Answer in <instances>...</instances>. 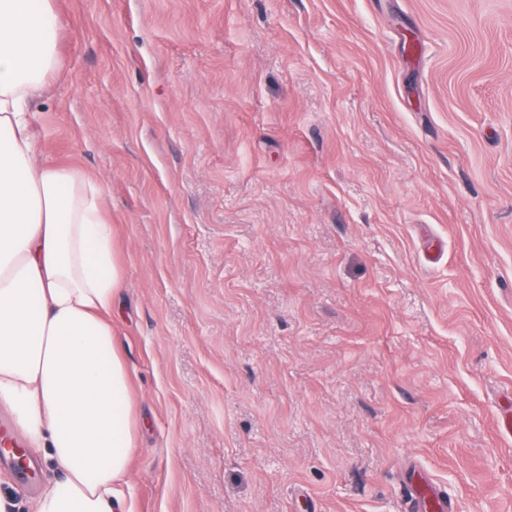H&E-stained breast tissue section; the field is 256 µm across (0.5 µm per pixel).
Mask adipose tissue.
<instances>
[{
    "label": "adipose tissue",
    "instance_id": "adipose-tissue-1",
    "mask_svg": "<svg viewBox=\"0 0 512 512\" xmlns=\"http://www.w3.org/2000/svg\"><path fill=\"white\" fill-rule=\"evenodd\" d=\"M61 28L54 0H0V406L62 471L32 512H131L112 226L100 185L43 159L32 112L61 67Z\"/></svg>",
    "mask_w": 512,
    "mask_h": 512
}]
</instances>
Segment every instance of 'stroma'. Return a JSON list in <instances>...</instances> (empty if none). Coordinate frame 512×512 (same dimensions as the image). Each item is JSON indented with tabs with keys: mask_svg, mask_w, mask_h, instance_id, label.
<instances>
[{
	"mask_svg": "<svg viewBox=\"0 0 512 512\" xmlns=\"http://www.w3.org/2000/svg\"><path fill=\"white\" fill-rule=\"evenodd\" d=\"M134 512H512V0H55ZM0 455L29 512L57 468ZM410 512H451L448 501L436 493L424 480L415 479Z\"/></svg>",
	"mask_w": 512,
	"mask_h": 512,
	"instance_id": "35a3bbf8",
	"label": "stroma"
}]
</instances>
